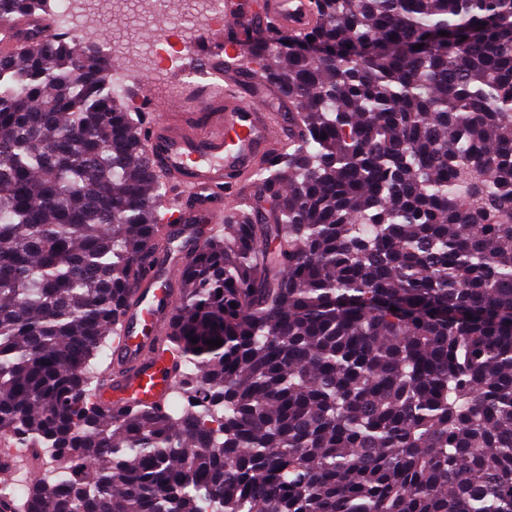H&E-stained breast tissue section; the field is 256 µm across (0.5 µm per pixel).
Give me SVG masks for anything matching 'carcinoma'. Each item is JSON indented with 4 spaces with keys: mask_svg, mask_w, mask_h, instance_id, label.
<instances>
[{
    "mask_svg": "<svg viewBox=\"0 0 512 512\" xmlns=\"http://www.w3.org/2000/svg\"><path fill=\"white\" fill-rule=\"evenodd\" d=\"M313 2L248 46L294 127L268 207L184 254L174 385L117 413L167 187L111 56L0 53V438L39 461L0 512H512V0Z\"/></svg>",
    "mask_w": 512,
    "mask_h": 512,
    "instance_id": "cac0c4a2",
    "label": "carcinoma"
}]
</instances>
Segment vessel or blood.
<instances>
[{
  "label": "vessel or blood",
  "instance_id": "vessel-or-blood-1",
  "mask_svg": "<svg viewBox=\"0 0 512 512\" xmlns=\"http://www.w3.org/2000/svg\"><path fill=\"white\" fill-rule=\"evenodd\" d=\"M315 20L310 0H225L222 26L228 31L224 56L204 62V74L222 76L225 57L241 56L246 36L275 24L282 31L302 32ZM207 109L195 112L186 99H173L148 133V147L155 166L190 186L192 195L166 216L165 230L192 246L202 241L201 225L210 223L219 209L221 191L235 182L237 195L251 192L245 176L257 163L272 155L275 144L285 143L292 131L287 116L273 117L269 108L272 92L255 69L241 68L235 79L219 91L200 88ZM181 270L178 258H170L157 281L140 282L122 329L112 349L124 373L103 380L97 391L100 404L118 410L131 401L164 398L172 386L162 375V355H148L146 329H157L174 309V296L165 282Z\"/></svg>",
  "mask_w": 512,
  "mask_h": 512
}]
</instances>
